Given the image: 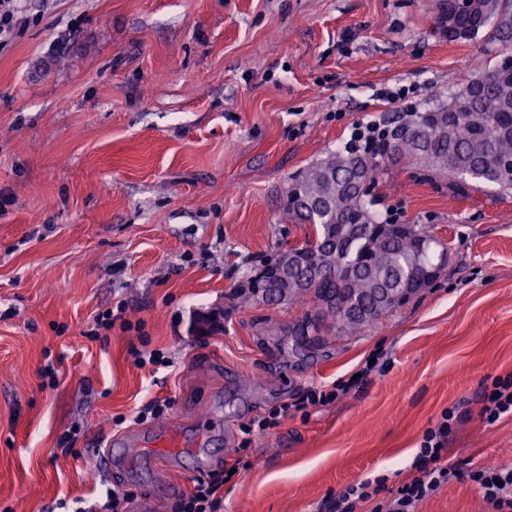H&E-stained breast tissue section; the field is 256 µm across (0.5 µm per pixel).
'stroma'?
<instances>
[{
  "label": "stroma",
  "mask_w": 512,
  "mask_h": 512,
  "mask_svg": "<svg viewBox=\"0 0 512 512\" xmlns=\"http://www.w3.org/2000/svg\"><path fill=\"white\" fill-rule=\"evenodd\" d=\"M0 44V512L59 502L138 500L168 487L171 512L195 476L104 468L116 439L199 433L219 470L244 461L220 512H317L348 485L412 477L442 411L466 419L450 467L512 465V419L486 424L485 377L512 374V193L457 196L448 182L384 179L375 210L427 225L448 251L428 287L350 332L289 335L312 304L271 305L243 286L264 260L310 232L287 221L294 179L343 149L354 127L405 104L427 107L468 83L473 64L511 54L483 37L435 32L432 0H17ZM410 88L405 101L389 93ZM126 303L142 332L85 337ZM223 307L222 328L198 333ZM171 366L138 367L140 336ZM382 368L325 407L242 428L307 389ZM54 368L55 386L41 373ZM155 398L168 414L136 416ZM234 412L222 430L204 414ZM82 431L72 454L57 442ZM452 479L418 512H486Z\"/></svg>",
  "instance_id": "1"
}]
</instances>
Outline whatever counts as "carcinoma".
Here are the masks:
<instances>
[{
    "label": "carcinoma",
    "instance_id": "carcinoma-1",
    "mask_svg": "<svg viewBox=\"0 0 512 512\" xmlns=\"http://www.w3.org/2000/svg\"><path fill=\"white\" fill-rule=\"evenodd\" d=\"M438 33L450 40L486 32L512 43V0H435ZM406 166L450 180L461 195L512 190V65L481 67L447 102L408 107L357 131L342 151L309 167L288 192L287 214L314 227L312 240L267 261L249 293L267 303L307 296L315 317L288 328L293 336L327 317L358 330L434 280L435 238L421 224L381 220L370 209L382 178Z\"/></svg>",
    "mask_w": 512,
    "mask_h": 512
}]
</instances>
